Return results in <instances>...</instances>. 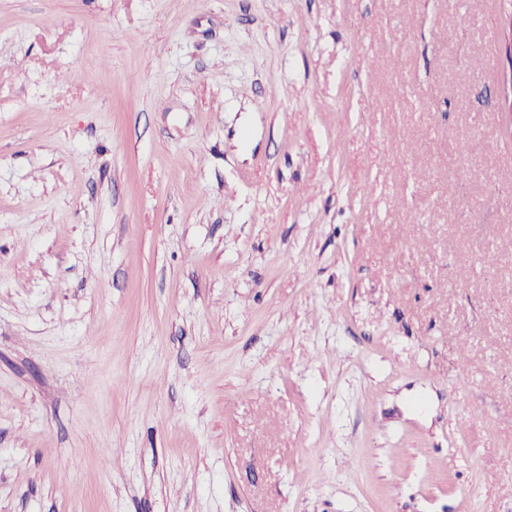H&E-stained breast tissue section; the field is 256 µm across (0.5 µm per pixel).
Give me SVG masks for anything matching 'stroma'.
<instances>
[{"mask_svg":"<svg viewBox=\"0 0 512 512\" xmlns=\"http://www.w3.org/2000/svg\"><path fill=\"white\" fill-rule=\"evenodd\" d=\"M511 25L0 0V512H512Z\"/></svg>","mask_w":512,"mask_h":512,"instance_id":"obj_1","label":"stroma"}]
</instances>
